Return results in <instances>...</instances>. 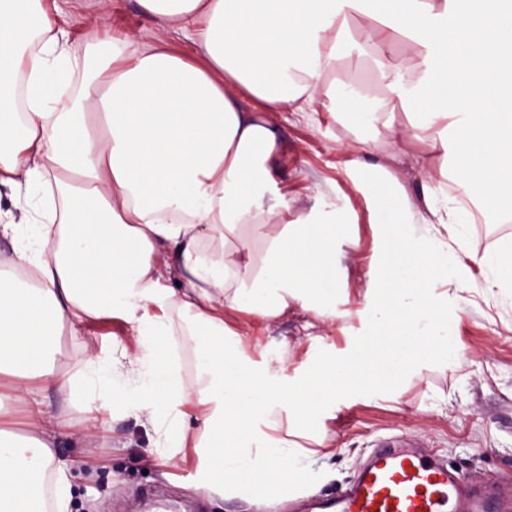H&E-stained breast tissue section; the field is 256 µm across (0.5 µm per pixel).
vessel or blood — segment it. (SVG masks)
Here are the masks:
<instances>
[{
  "label": "vessel or blood",
  "instance_id": "obj_1",
  "mask_svg": "<svg viewBox=\"0 0 512 512\" xmlns=\"http://www.w3.org/2000/svg\"><path fill=\"white\" fill-rule=\"evenodd\" d=\"M294 512H512V478L485 491L430 451L383 447L336 497H303Z\"/></svg>",
  "mask_w": 512,
  "mask_h": 512
}]
</instances>
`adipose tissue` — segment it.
<instances>
[{
  "label": "adipose tissue",
  "mask_w": 512,
  "mask_h": 512,
  "mask_svg": "<svg viewBox=\"0 0 512 512\" xmlns=\"http://www.w3.org/2000/svg\"><path fill=\"white\" fill-rule=\"evenodd\" d=\"M138 3L191 33L195 54L161 34L143 47L110 38L72 96L49 0H0V185L47 191L23 223L0 225L19 243L0 261V376L26 407L25 434L0 427V512H41L48 489L55 512H70L58 436L76 412L109 432L105 412L118 405L205 488L256 506L298 493L330 445L337 398L392 388L431 356L461 357L446 285L471 279V266L448 264L467 251L469 227L448 204L449 182L512 216V0ZM355 13L367 21L359 44ZM401 39L413 53L397 66L387 53ZM353 47L387 96L328 82ZM321 109L355 129L405 112L411 135L398 150L427 144L428 178L413 193L383 164L353 161L378 245L367 331L292 375L255 361L241 329L298 308L323 324L339 316L340 246L356 241L355 214L296 207L277 180L283 148L270 118ZM174 310L197 354L189 384L174 358ZM112 317L133 346L85 347L80 378L62 375L59 336ZM53 388L71 399L51 417Z\"/></svg>",
  "instance_id": "1"
}]
</instances>
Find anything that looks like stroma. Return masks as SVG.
I'll return each instance as SVG.
<instances>
[{
	"mask_svg": "<svg viewBox=\"0 0 512 512\" xmlns=\"http://www.w3.org/2000/svg\"><path fill=\"white\" fill-rule=\"evenodd\" d=\"M58 4L68 50L80 62L86 60L94 38L141 36L156 28L137 0ZM273 119L283 139L282 178L299 205L309 209L331 204L356 214L358 243L345 249L349 275L345 293L336 300L343 316L323 333L332 341L344 327L363 333L366 273L375 243L367 203L345 176V165L360 157L391 166L412 190L427 174L408 163H392L385 152V142L403 135V128L353 132L325 111L277 112ZM509 240L512 222L494 215L470 227L469 249L476 255L495 253ZM452 315L459 363L451 367L430 360L402 386L397 399L374 394L340 403L335 419L326 423L336 452L328 459H313L305 493L336 496L355 479L374 449L400 434L416 437L474 481L512 473V306L503 304L480 276L459 291ZM304 318L303 312L295 311L272 325L246 329L245 334L249 341L261 343L263 357L271 364L285 343L302 340ZM111 425L110 432L93 435L80 425L58 439L56 456L72 483L71 512H99L104 503L111 512H144L148 503L159 512H255L243 502L224 499L221 490L200 488L195 467L165 462L153 429L134 414L115 410Z\"/></svg>",
	"mask_w": 512,
	"mask_h": 512,
	"instance_id": "obj_1",
	"label": "stroma"
}]
</instances>
